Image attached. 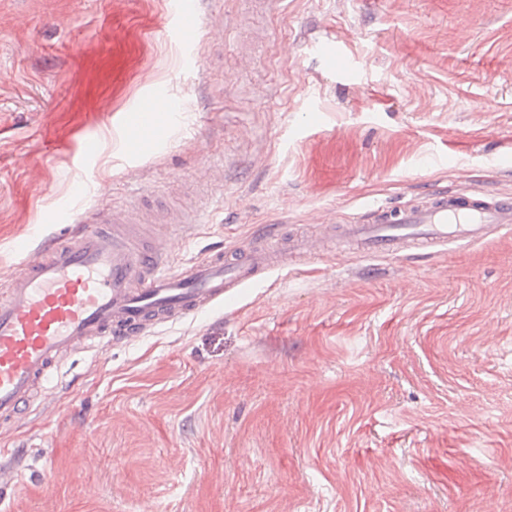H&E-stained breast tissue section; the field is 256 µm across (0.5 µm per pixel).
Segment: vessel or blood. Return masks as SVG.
<instances>
[{"label":"vessel or blood","instance_id":"b4317fda","mask_svg":"<svg viewBox=\"0 0 512 512\" xmlns=\"http://www.w3.org/2000/svg\"><path fill=\"white\" fill-rule=\"evenodd\" d=\"M197 0H175V28L192 44ZM154 95L123 118L150 135L169 111ZM512 233V198L493 192L434 191L401 207L377 205L364 219L296 233L279 247H251L182 267L168 242L147 241L134 221L89 208L65 237L46 241L36 259L14 273L0 296V424L23 425L61 358L79 350L102 354L141 339L150 328L236 301L262 274L288 260L347 248L364 256L484 241L489 230Z\"/></svg>","mask_w":512,"mask_h":512}]
</instances>
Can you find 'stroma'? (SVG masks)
Instances as JSON below:
<instances>
[{
    "label": "stroma",
    "instance_id": "35a3bbf8",
    "mask_svg": "<svg viewBox=\"0 0 512 512\" xmlns=\"http://www.w3.org/2000/svg\"><path fill=\"white\" fill-rule=\"evenodd\" d=\"M174 25L173 0H0V281L65 204L220 201L179 267L434 187L512 194V0H204L192 61ZM61 370L0 429V512H512V234L293 262ZM169 111L170 106L166 98L156 94L143 103L132 105L123 117V123L136 126L140 135L149 136L155 127L156 116Z\"/></svg>",
    "mask_w": 512,
    "mask_h": 512
}]
</instances>
